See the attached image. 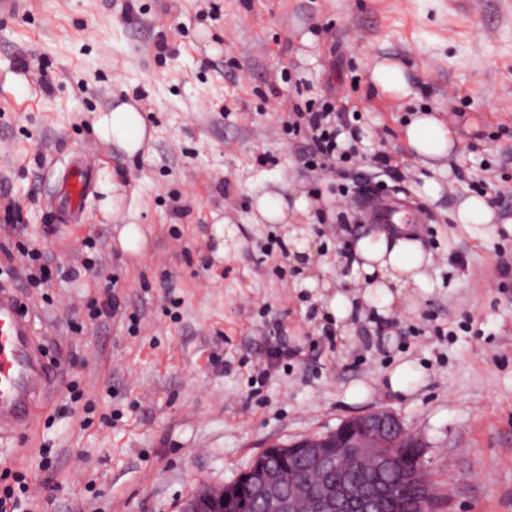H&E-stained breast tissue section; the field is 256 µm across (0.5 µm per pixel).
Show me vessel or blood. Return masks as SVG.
Returning a JSON list of instances; mask_svg holds the SVG:
<instances>
[{
	"label": "vessel or blood",
	"mask_w": 512,
	"mask_h": 512,
	"mask_svg": "<svg viewBox=\"0 0 512 512\" xmlns=\"http://www.w3.org/2000/svg\"><path fill=\"white\" fill-rule=\"evenodd\" d=\"M96 164L93 154L77 153L65 169V193L61 209L71 219L82 215L83 202L90 193V174ZM365 221L396 224L409 211V203L397 194L365 192L359 200ZM57 383L56 373L40 362L31 314L22 310L14 289H0V433L9 434L31 426L36 397L48 394Z\"/></svg>",
	"instance_id": "vessel-or-blood-1"
}]
</instances>
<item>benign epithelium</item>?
Listing matches in <instances>:
<instances>
[{
	"instance_id": "obj_1",
	"label": "benign epithelium",
	"mask_w": 512,
	"mask_h": 512,
	"mask_svg": "<svg viewBox=\"0 0 512 512\" xmlns=\"http://www.w3.org/2000/svg\"><path fill=\"white\" fill-rule=\"evenodd\" d=\"M404 429L402 420L388 409H377L342 421L335 429L267 448L231 483L201 486L187 498L178 512H250L249 503H261L266 512H296L297 499L286 483L283 470L271 465L297 459L308 474L331 477L314 496L312 512H379L377 497L350 495L346 476L359 464L379 471L393 466L390 448ZM409 459L417 480L426 484L425 445L413 438Z\"/></svg>"
}]
</instances>
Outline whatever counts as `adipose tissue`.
<instances>
[{
	"label": "adipose tissue",
	"instance_id": "1",
	"mask_svg": "<svg viewBox=\"0 0 512 512\" xmlns=\"http://www.w3.org/2000/svg\"><path fill=\"white\" fill-rule=\"evenodd\" d=\"M370 78L381 95L403 99L413 93L405 70L387 60L374 61ZM93 129L99 141L130 157L144 154L153 140L135 103L115 101L112 108L96 112ZM406 146L429 162L449 156L457 146V134L430 109L416 110L403 131ZM311 203L306 196L286 200L276 193H263L252 201L254 214L270 224L287 225L289 258L302 267L304 277L294 287L302 299V310L319 326L332 327L339 336L351 335L358 305L381 317L393 311H412L414 299L433 293L430 274L433 255L407 224H393L357 237L353 243L351 280L353 290L332 287L316 272V252L308 228L301 222Z\"/></svg>",
	"mask_w": 512,
	"mask_h": 512
}]
</instances>
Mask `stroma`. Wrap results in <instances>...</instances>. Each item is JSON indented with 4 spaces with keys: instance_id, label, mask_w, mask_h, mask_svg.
I'll use <instances>...</instances> for the list:
<instances>
[{
    "instance_id": "35a3bbf8",
    "label": "stroma",
    "mask_w": 512,
    "mask_h": 512,
    "mask_svg": "<svg viewBox=\"0 0 512 512\" xmlns=\"http://www.w3.org/2000/svg\"><path fill=\"white\" fill-rule=\"evenodd\" d=\"M376 58L405 68L412 99L372 94ZM118 94L155 130L147 159L92 131ZM309 100L369 131L337 172L309 170L284 125ZM418 108L461 137L436 198L402 137ZM83 149L95 177L124 184L140 253L121 250L131 219L104 218L99 192L80 221L50 222L60 171ZM380 153L430 216L415 232L441 286L386 320L365 310L347 342L304 317L283 227L252 223L251 202L308 196L336 281L370 230L337 223L351 208L341 191ZM470 192L512 221V0H27L0 15V273L51 258L49 284L18 294L59 377L32 429L0 440V497L26 512H177L271 445L387 408L426 446L433 512H512V235L453 222ZM214 212L243 222L221 263ZM109 281L126 310L103 324L91 313ZM358 384L365 396L350 399Z\"/></svg>"
}]
</instances>
